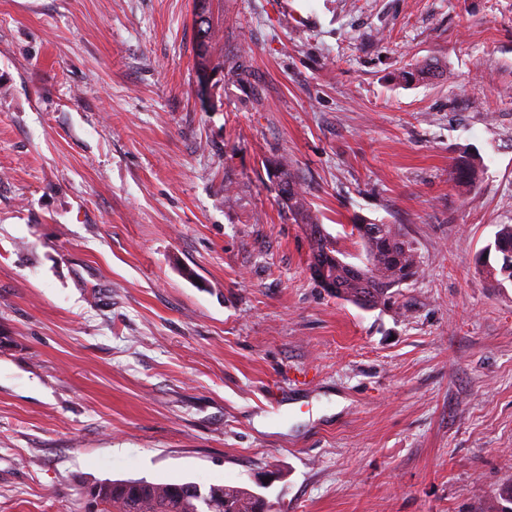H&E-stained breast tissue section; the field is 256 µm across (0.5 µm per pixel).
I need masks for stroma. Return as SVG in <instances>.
Listing matches in <instances>:
<instances>
[{
	"mask_svg": "<svg viewBox=\"0 0 512 512\" xmlns=\"http://www.w3.org/2000/svg\"><path fill=\"white\" fill-rule=\"evenodd\" d=\"M0 0V512L193 482L272 512H496L512 485V0ZM437 80L401 81L426 61ZM481 161L476 187L449 176ZM287 164L347 262L419 272L363 309L309 274ZM500 226L493 244L494 250L499 256L500 267L499 270L492 268L487 271L494 287L502 284L497 279L498 274L512 282V224Z\"/></svg>",
	"mask_w": 512,
	"mask_h": 512,
	"instance_id": "35a3bbf8",
	"label": "stroma"
}]
</instances>
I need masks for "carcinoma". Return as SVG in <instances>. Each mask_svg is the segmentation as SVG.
I'll return each instance as SVG.
<instances>
[{
  "label": "carcinoma",
  "mask_w": 512,
  "mask_h": 512,
  "mask_svg": "<svg viewBox=\"0 0 512 512\" xmlns=\"http://www.w3.org/2000/svg\"><path fill=\"white\" fill-rule=\"evenodd\" d=\"M281 183L280 200L308 230L311 260L325 264L335 276L336 295L363 308H376L392 303L393 288L412 279L419 270L415 249L388 225L384 233L358 234L364 253L372 257L373 267L361 268L344 261L330 247L322 225L307 212L298 184L286 165H278ZM450 177L457 184L471 188L479 179V164L473 159L454 163ZM495 252L500 267L488 270L493 286L512 282V224H503L496 233ZM109 488L97 512H202L205 501L213 504V512H258L256 493L247 489L211 485L199 489L194 483H154L146 479L104 482Z\"/></svg>",
  "instance_id": "carcinoma-1"
}]
</instances>
